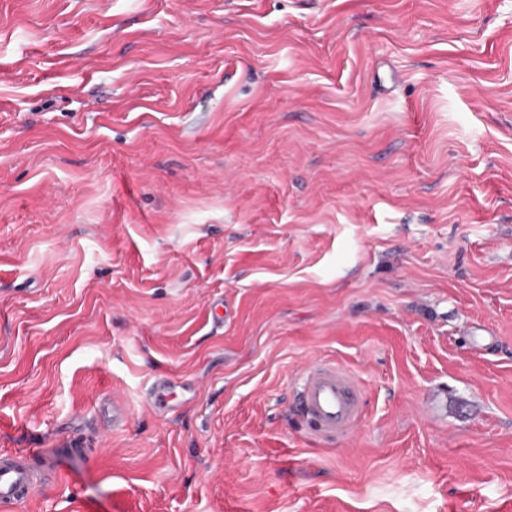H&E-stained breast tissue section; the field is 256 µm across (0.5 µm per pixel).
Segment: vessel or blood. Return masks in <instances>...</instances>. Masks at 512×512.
Wrapping results in <instances>:
<instances>
[{"label": "vessel or blood", "mask_w": 512, "mask_h": 512, "mask_svg": "<svg viewBox=\"0 0 512 512\" xmlns=\"http://www.w3.org/2000/svg\"><path fill=\"white\" fill-rule=\"evenodd\" d=\"M296 408L304 427L318 437L330 439L351 431L359 421L362 393L342 368L318 361L303 372ZM39 459L35 451L0 453L1 504H14L30 495L37 485L34 466Z\"/></svg>", "instance_id": "obj_1"}]
</instances>
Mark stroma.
<instances>
[{
    "label": "stroma",
    "instance_id": "obj_1",
    "mask_svg": "<svg viewBox=\"0 0 512 512\" xmlns=\"http://www.w3.org/2000/svg\"><path fill=\"white\" fill-rule=\"evenodd\" d=\"M316 360L365 393L333 441ZM31 448L0 512H512V0H0ZM296 408L307 429L314 435L336 438L351 431L362 411V393L355 380L335 363L309 365L296 394ZM39 452L0 453V503L14 504L25 500L37 486L34 465Z\"/></svg>",
    "mask_w": 512,
    "mask_h": 512
}]
</instances>
